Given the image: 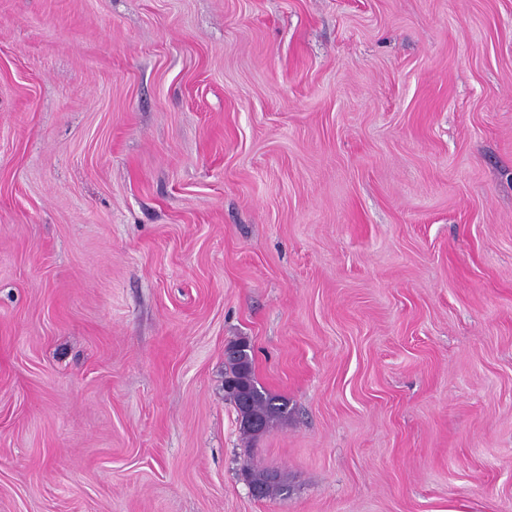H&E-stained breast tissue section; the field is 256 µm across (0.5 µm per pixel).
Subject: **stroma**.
Here are the masks:
<instances>
[{"mask_svg": "<svg viewBox=\"0 0 512 512\" xmlns=\"http://www.w3.org/2000/svg\"><path fill=\"white\" fill-rule=\"evenodd\" d=\"M0 512H512V0H0ZM246 345L236 353V357L225 361L224 393L236 406L243 435L254 438L269 430L275 421L288 416V401L259 385L254 375L250 347ZM252 418L260 423V433L247 424ZM250 476L254 494L257 498H270L282 495L287 491L286 483L277 472L269 470H256L251 467Z\"/></svg>", "mask_w": 512, "mask_h": 512, "instance_id": "stroma-1", "label": "stroma"}]
</instances>
